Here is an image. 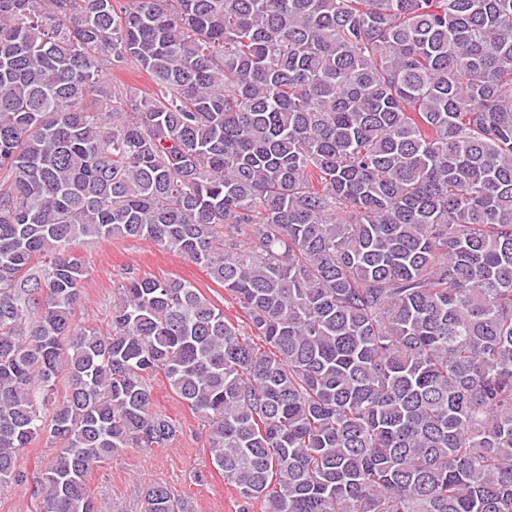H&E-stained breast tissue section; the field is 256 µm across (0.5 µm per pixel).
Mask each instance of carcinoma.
<instances>
[{
  "label": "carcinoma",
  "instance_id": "obj_1",
  "mask_svg": "<svg viewBox=\"0 0 512 512\" xmlns=\"http://www.w3.org/2000/svg\"><path fill=\"white\" fill-rule=\"evenodd\" d=\"M0 171V490L44 438L40 508L97 512L93 468L180 433L161 373L246 505L512 512V0H0ZM112 236L262 344L134 273L77 326ZM106 78L112 81H121L135 88L139 93H150L153 90L152 82L144 72H139L136 69L130 68L127 71L116 72L113 74L111 70H104ZM74 254L87 269L75 307V321L82 327L106 330L111 321L112 297L126 273L190 282L247 336H253L249 321L237 300L214 281L208 270L175 253L159 249L142 239L114 237L80 243Z\"/></svg>",
  "mask_w": 512,
  "mask_h": 512
}]
</instances>
